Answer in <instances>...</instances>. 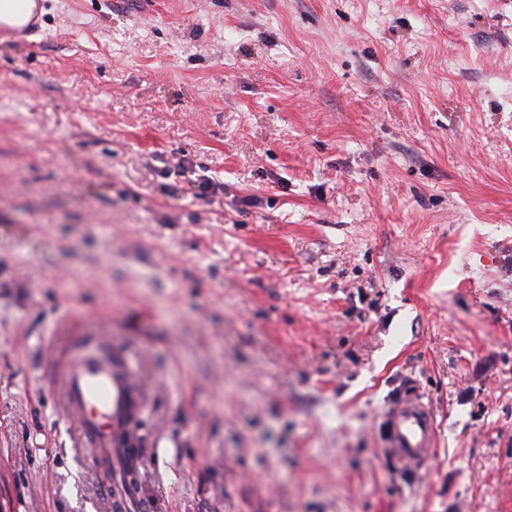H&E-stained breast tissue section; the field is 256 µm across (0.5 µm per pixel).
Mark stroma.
Wrapping results in <instances>:
<instances>
[{
	"instance_id": "35a3bbf8",
	"label": "stroma",
	"mask_w": 512,
	"mask_h": 512,
	"mask_svg": "<svg viewBox=\"0 0 512 512\" xmlns=\"http://www.w3.org/2000/svg\"><path fill=\"white\" fill-rule=\"evenodd\" d=\"M0 43V506L512 512V0H48ZM409 394L433 458L381 428ZM122 362V366L120 365ZM65 404L83 437L97 448L95 463L107 461L118 477L127 448L117 438L128 429L129 396L136 375L121 354L76 353L61 372ZM384 426L387 450L398 463L414 467L430 460L436 434L435 421L421 400L409 398L395 403Z\"/></svg>"
}]
</instances>
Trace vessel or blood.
<instances>
[{
	"label": "vessel or blood",
	"instance_id": "obj_1",
	"mask_svg": "<svg viewBox=\"0 0 512 512\" xmlns=\"http://www.w3.org/2000/svg\"><path fill=\"white\" fill-rule=\"evenodd\" d=\"M44 0H0V38L25 39L40 34ZM121 354L76 353L61 372L65 404L83 437L96 448V462L119 467L125 459L117 438L128 431L129 396L134 371L121 363ZM388 451L400 464H426L436 434L431 411L419 399H403L389 410L385 422Z\"/></svg>",
	"mask_w": 512,
	"mask_h": 512
}]
</instances>
